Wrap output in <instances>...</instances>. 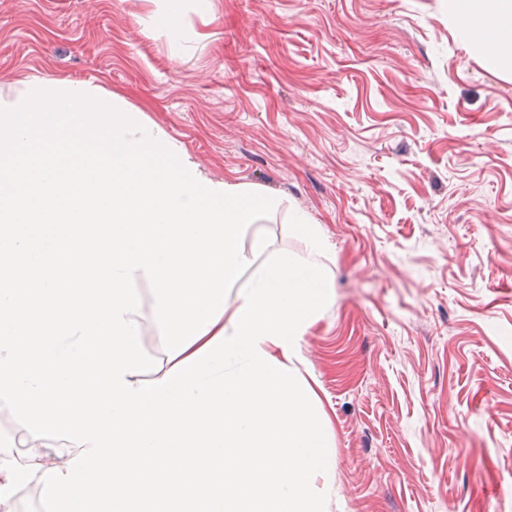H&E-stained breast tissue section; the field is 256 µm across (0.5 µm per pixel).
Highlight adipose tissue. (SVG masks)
I'll use <instances>...</instances> for the list:
<instances>
[{"label":"adipose tissue","mask_w":512,"mask_h":512,"mask_svg":"<svg viewBox=\"0 0 512 512\" xmlns=\"http://www.w3.org/2000/svg\"><path fill=\"white\" fill-rule=\"evenodd\" d=\"M460 35L479 44L488 67L512 75V0H448Z\"/></svg>","instance_id":"adipose-tissue-1"}]
</instances>
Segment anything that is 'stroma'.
Wrapping results in <instances>:
<instances>
[{
  "label": "stroma",
  "mask_w": 512,
  "mask_h": 512,
  "mask_svg": "<svg viewBox=\"0 0 512 512\" xmlns=\"http://www.w3.org/2000/svg\"><path fill=\"white\" fill-rule=\"evenodd\" d=\"M0 0V91L97 84L198 166L321 225L335 297L301 343L327 512H512V76L448 0Z\"/></svg>",
  "instance_id": "obj_1"
}]
</instances>
